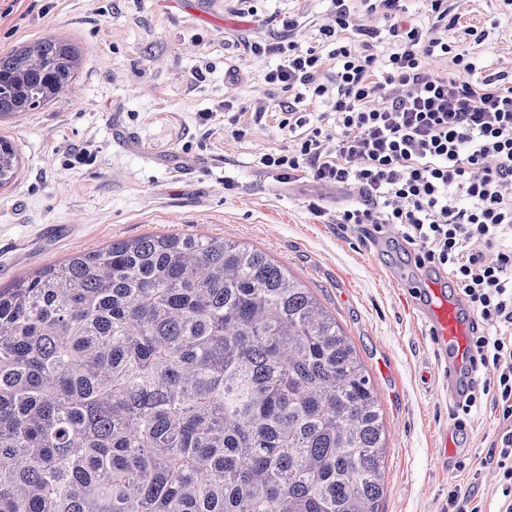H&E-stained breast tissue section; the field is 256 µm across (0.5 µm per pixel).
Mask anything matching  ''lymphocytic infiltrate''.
Listing matches in <instances>:
<instances>
[{
	"mask_svg": "<svg viewBox=\"0 0 512 512\" xmlns=\"http://www.w3.org/2000/svg\"><path fill=\"white\" fill-rule=\"evenodd\" d=\"M328 2L333 22L311 41H299L309 20L297 13L250 44L277 57L263 80L291 100L275 113L260 100L228 102L224 118H274L294 144L263 154L262 169L283 182L355 186L361 203L336 223L395 234L417 268L448 275L476 319V364L494 371L481 393L499 416L488 462L498 512H512V74L480 66L474 49L488 33L460 26L448 0H430L423 24L402 0ZM362 12L388 21L387 55L374 54L380 31L359 23ZM458 27L468 44L449 37Z\"/></svg>",
	"mask_w": 512,
	"mask_h": 512,
	"instance_id": "lymphocytic-infiltrate-1",
	"label": "lymphocytic infiltrate"
}]
</instances>
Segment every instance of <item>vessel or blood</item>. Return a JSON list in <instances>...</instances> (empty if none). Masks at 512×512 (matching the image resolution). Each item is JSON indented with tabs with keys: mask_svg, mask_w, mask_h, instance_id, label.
I'll use <instances>...</instances> for the list:
<instances>
[{
	"mask_svg": "<svg viewBox=\"0 0 512 512\" xmlns=\"http://www.w3.org/2000/svg\"><path fill=\"white\" fill-rule=\"evenodd\" d=\"M417 299L435 358L444 369L443 391L449 401H462L472 386L469 309L460 295L444 293L435 276L419 286Z\"/></svg>",
	"mask_w": 512,
	"mask_h": 512,
	"instance_id": "obj_1",
	"label": "vessel or blood"
}]
</instances>
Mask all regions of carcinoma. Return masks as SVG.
Here are the masks:
<instances>
[{
  "instance_id": "1",
  "label": "carcinoma",
  "mask_w": 512,
  "mask_h": 512,
  "mask_svg": "<svg viewBox=\"0 0 512 512\" xmlns=\"http://www.w3.org/2000/svg\"><path fill=\"white\" fill-rule=\"evenodd\" d=\"M81 58L0 55V119ZM19 164L0 136V188ZM384 448L354 346L253 247L146 234L0 288V512H379Z\"/></svg>"
}]
</instances>
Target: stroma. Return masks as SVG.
<instances>
[{"mask_svg":"<svg viewBox=\"0 0 512 512\" xmlns=\"http://www.w3.org/2000/svg\"><path fill=\"white\" fill-rule=\"evenodd\" d=\"M462 22L487 29L479 47L491 71L512 68V45L494 28L497 0H448ZM0 0V55L49 36L75 41L82 64L47 107L0 120L21 149L15 184L0 189V285L71 254L147 233L207 234L248 244L310 288L349 337L381 407L386 433L380 512H448L451 488L471 489L484 512L499 506L486 460L497 414L480 401L456 418L407 286L424 273L401 247H371L331 216L360 202L357 189L303 179L282 183L256 162L288 148L274 121L225 124L224 102L284 94L263 82L273 56L246 38L276 14L318 20L325 0H258L256 18L227 0ZM213 69L189 85L203 62ZM242 83L231 84V72ZM91 155L69 163L67 148ZM317 202L325 219L308 207ZM455 442L443 453L442 433Z\"/></svg>","mask_w":512,"mask_h":512,"instance_id":"35a3bbf8","label":"stroma"}]
</instances>
